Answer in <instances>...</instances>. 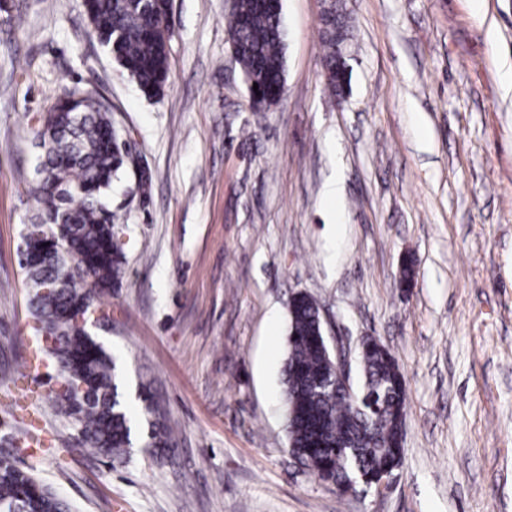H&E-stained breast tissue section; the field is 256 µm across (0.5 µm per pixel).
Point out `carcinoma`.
Returning a JSON list of instances; mask_svg holds the SVG:
<instances>
[{"label": "carcinoma", "instance_id": "obj_1", "mask_svg": "<svg viewBox=\"0 0 512 512\" xmlns=\"http://www.w3.org/2000/svg\"><path fill=\"white\" fill-rule=\"evenodd\" d=\"M90 34L110 48L120 73L150 97L163 93L169 79L172 0H92ZM233 58L248 84L255 109L263 112L283 89L285 30L282 4L232 0L226 17ZM345 21L333 8L322 17L325 78L331 95L344 88L336 81V25ZM258 89H253V84ZM35 136L47 148L44 174L34 189L35 220L62 225L77 257L56 265L25 266L38 332L53 340L47 347L67 392L51 391L42 402L67 416L82 445L109 458H121L132 445L127 409L116 383V364L108 352L77 326L71 307L94 304L115 287L125 256L115 241L118 217L105 202L114 181L133 157L108 108L93 94L62 88L51 100ZM318 303L301 294L289 304L290 336L283 368L285 417L289 442L324 483L345 493L347 473L356 469L372 480L401 465L406 436V388L399 365L383 344L360 351L370 400L346 401L320 390L333 378L319 345ZM147 415L152 451L174 448L171 432L153 395L140 394ZM70 512L69 505L31 473L0 471V512Z\"/></svg>", "mask_w": 512, "mask_h": 512}]
</instances>
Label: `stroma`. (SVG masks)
<instances>
[{
	"label": "stroma",
	"instance_id": "stroma-1",
	"mask_svg": "<svg viewBox=\"0 0 512 512\" xmlns=\"http://www.w3.org/2000/svg\"><path fill=\"white\" fill-rule=\"evenodd\" d=\"M340 2L345 101L325 84L324 0H283L284 95L266 112L231 62L226 0H172L158 98L89 37L83 0L0 11V451L71 512H512V0ZM65 86L102 98L139 161L113 186L125 273L97 302L110 328L91 331L135 414L122 460L53 409L13 405L39 343L20 256L31 119ZM299 292L347 350L377 337L404 375L385 494H337L289 454ZM146 388L175 442L158 457L143 450Z\"/></svg>",
	"mask_w": 512,
	"mask_h": 512
}]
</instances>
